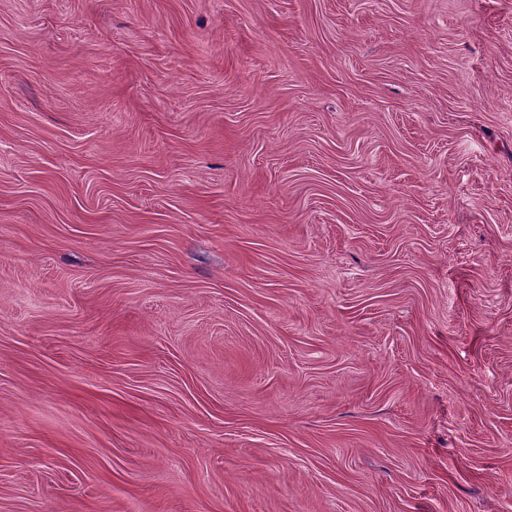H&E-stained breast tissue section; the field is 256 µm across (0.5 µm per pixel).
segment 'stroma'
Instances as JSON below:
<instances>
[{"label":"stroma","mask_w":512,"mask_h":512,"mask_svg":"<svg viewBox=\"0 0 512 512\" xmlns=\"http://www.w3.org/2000/svg\"><path fill=\"white\" fill-rule=\"evenodd\" d=\"M0 512H512V0H0Z\"/></svg>","instance_id":"stroma-1"}]
</instances>
